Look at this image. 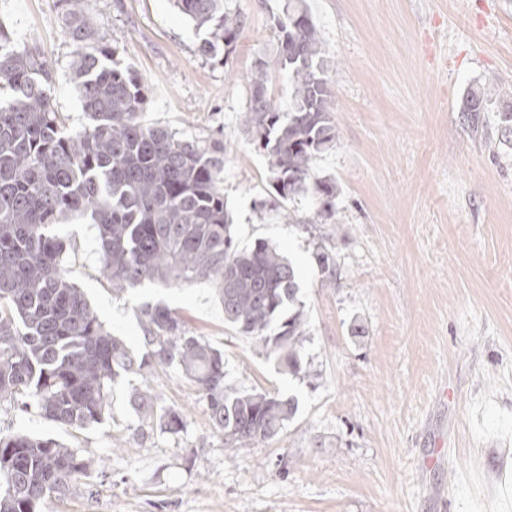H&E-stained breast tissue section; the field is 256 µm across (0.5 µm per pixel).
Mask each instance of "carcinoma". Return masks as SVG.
<instances>
[{
	"mask_svg": "<svg viewBox=\"0 0 512 512\" xmlns=\"http://www.w3.org/2000/svg\"><path fill=\"white\" fill-rule=\"evenodd\" d=\"M74 50L70 71L89 120L68 131L51 103L39 54L16 45L0 22V405L34 408L73 429L106 419L109 388L137 374L129 402L161 432L185 429L184 415L157 404L150 376L175 368L196 386L224 449L236 453L277 438L298 404L268 391L224 384V353L189 334L161 303L144 304L138 319L144 350L134 354L111 335L64 271L66 250L57 228L74 214L98 225L101 274L121 293L145 281L165 285L208 281L224 304V322L276 359L279 371L313 376L302 356L308 333L297 305V270L264 240L235 243L224 203V146L181 138L141 115L147 89L118 67L117 48L85 16L84 0H62ZM207 35L198 52L214 59L245 19L224 0H175ZM277 54L260 56L246 76L250 96L242 125L267 159L272 194L287 202L314 197L317 224L333 216L336 180L317 159L339 138L331 88L333 63L304 0H288L274 17ZM286 78V94L269 89L270 66ZM474 128L481 98L464 104ZM327 280L336 254L316 245ZM96 462L50 437L0 434V512H39L66 494Z\"/></svg>",
	"mask_w": 512,
	"mask_h": 512,
	"instance_id": "1",
	"label": "carcinoma"
}]
</instances>
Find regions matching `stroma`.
<instances>
[{
    "label": "stroma",
    "mask_w": 512,
    "mask_h": 512,
    "mask_svg": "<svg viewBox=\"0 0 512 512\" xmlns=\"http://www.w3.org/2000/svg\"><path fill=\"white\" fill-rule=\"evenodd\" d=\"M285 3L228 0L246 23L221 63L199 55L203 34L172 0H85L84 11L147 87L145 123L224 145L236 242L268 240L297 267L302 355L316 375L280 372L225 324L211 284L113 293L96 225L74 217L58 228L63 266L105 329L140 352L139 306L166 304L223 352L226 386L291 396L298 410L278 438L230 453L172 368L151 383L184 413L177 434L143 425L128 402L137 375L83 430L1 407L0 432L49 436L99 463L41 512H512V138L499 121L512 111V0H306L336 65L339 138L316 167L341 193L322 224L307 221L312 199L279 206L243 132L244 78L257 57L274 58ZM63 14L62 0H0L72 130L87 119ZM473 92L486 104L477 128L461 110ZM319 243L336 255L334 281L316 265Z\"/></svg>",
    "instance_id": "stroma-1"
}]
</instances>
